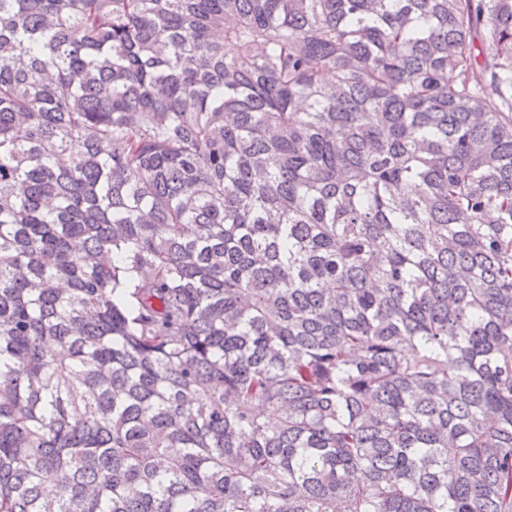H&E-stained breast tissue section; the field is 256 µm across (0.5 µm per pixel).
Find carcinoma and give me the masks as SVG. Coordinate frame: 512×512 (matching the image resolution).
<instances>
[{
	"label": "carcinoma",
	"instance_id": "carcinoma-1",
	"mask_svg": "<svg viewBox=\"0 0 512 512\" xmlns=\"http://www.w3.org/2000/svg\"><path fill=\"white\" fill-rule=\"evenodd\" d=\"M0 512H512V0H0Z\"/></svg>",
	"mask_w": 512,
	"mask_h": 512
}]
</instances>
